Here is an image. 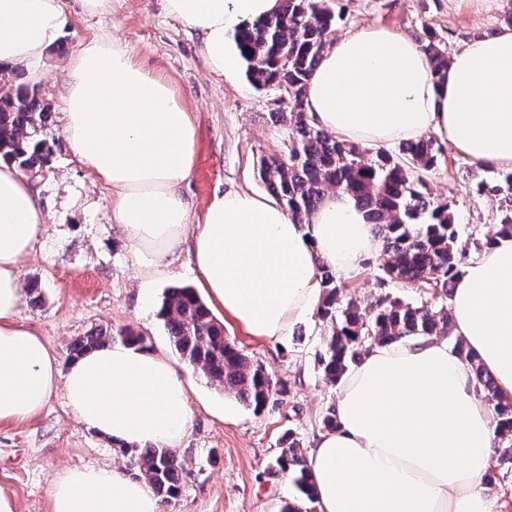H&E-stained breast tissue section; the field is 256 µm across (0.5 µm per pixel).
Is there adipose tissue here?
Segmentation results:
<instances>
[{"label":"adipose tissue","instance_id":"adipose-tissue-1","mask_svg":"<svg viewBox=\"0 0 512 512\" xmlns=\"http://www.w3.org/2000/svg\"><path fill=\"white\" fill-rule=\"evenodd\" d=\"M278 0H165L199 31L215 71L234 76L229 33ZM65 24L61 0H0V73L43 78L44 51ZM64 135L78 161L112 191V221L143 276L189 251L210 304L248 334L287 338L321 299L319 265L337 278L382 252L354 198L325 196L305 223L275 199L232 190L194 216L182 193L194 173L195 131L180 97L143 69L120 36L80 43L64 67ZM305 108L316 124L364 147L430 134L472 161L512 170V28L452 50L433 76L418 43L367 28L328 45ZM47 211L30 179L0 161V421L37 416L55 393L89 430L130 446L175 448L188 432L190 377L154 351L122 341L60 368L47 343L19 320V265ZM447 340L372 345L343 377L335 429L313 440L306 464L318 512H496L484 477L498 419L476 394L473 364L512 399V236L485 237L453 286ZM52 512H161L148 481L109 467L61 471Z\"/></svg>","mask_w":512,"mask_h":512}]
</instances>
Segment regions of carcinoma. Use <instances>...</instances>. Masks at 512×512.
<instances>
[{
    "mask_svg": "<svg viewBox=\"0 0 512 512\" xmlns=\"http://www.w3.org/2000/svg\"><path fill=\"white\" fill-rule=\"evenodd\" d=\"M335 16L328 0H281L278 11L247 22L233 34L245 64V76L258 89L285 91L288 112L274 113L286 126L287 151L260 159V181L274 194L288 215L303 222L324 196L342 190L366 209L383 241L379 265L383 284L423 289L440 306L414 304L389 294L379 296L363 310L352 297L341 295L342 284L325 265L317 314L328 335L319 354L326 381L341 382L346 372L375 343L408 337L444 336L453 349L469 358L461 340L451 336L447 302L452 284L466 258L447 202L423 192L424 177L446 160L445 149L432 135L403 143L398 151L375 150L339 139L319 128L304 106L306 87L328 44ZM422 49L434 75L448 66V49L428 36ZM48 112L37 95L20 86L0 88V158L37 174L49 165L53 153L48 139ZM481 193L501 195L512 203V172L494 182L480 181ZM160 317L179 356L200 370L211 385L256 412L276 393L277 383L263 366L224 336L223 324L195 290L188 286L167 290ZM112 336L91 334L77 341L76 353H86ZM477 389L493 406L499 427L496 462L512 465V400L502 398L491 376L473 365ZM133 464L166 501L175 497L182 462L168 448L134 449ZM274 470L292 476L305 500L315 502V488L300 449L288 436L275 459Z\"/></svg>",
    "mask_w": 512,
    "mask_h": 512,
    "instance_id": "1",
    "label": "carcinoma"
}]
</instances>
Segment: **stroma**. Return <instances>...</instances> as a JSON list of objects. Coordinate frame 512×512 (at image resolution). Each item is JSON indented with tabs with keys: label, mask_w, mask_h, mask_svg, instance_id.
Wrapping results in <instances>:
<instances>
[{
	"label": "stroma",
	"mask_w": 512,
	"mask_h": 512,
	"mask_svg": "<svg viewBox=\"0 0 512 512\" xmlns=\"http://www.w3.org/2000/svg\"><path fill=\"white\" fill-rule=\"evenodd\" d=\"M329 2L336 16L334 36L383 26L417 41L433 34L452 50L497 33L512 8V0H495L481 12L461 7L458 0ZM62 7L65 25L43 57L45 78L34 88L51 114L53 159L31 178L49 221L20 267L23 285L40 284L41 301H23L20 320L49 344L64 369L73 359L76 340L100 329L116 334L128 328L146 336L148 349L164 351L179 370H186L158 312L167 289L195 286L192 257L181 253L152 280L139 276L125 235L111 220L109 189L78 162L65 140V60L80 42L114 29L136 63L172 84L196 132L195 172L183 194L197 216L214 195L265 193L256 166L260 157L282 150L283 130L272 115L288 111L290 103L277 89L255 88L245 74L229 80L214 72L201 34L168 15L164 0H124L114 15L85 13L79 0H62ZM445 156L427 174L426 190L430 197L448 201L459 242L471 252L493 233L506 201L475 190L479 181L495 176V169L450 145ZM378 264L369 259L348 278L346 296L365 306L384 292L413 303L431 302V295L422 291L381 286ZM224 334L274 375L284 391L256 413L194 372L188 397L191 428L175 450L183 462L179 493L163 503L162 512H281L300 498L288 475L271 471L282 437L293 434L301 448H310L336 401L338 388L324 381L318 365L327 336L318 316L297 322L281 342L248 336L229 320ZM104 464L131 477L137 474L127 447L83 427L62 394H54L28 422H0V494L14 499L17 512H51L50 491L60 470Z\"/></svg>",
	"instance_id": "obj_1"
}]
</instances>
